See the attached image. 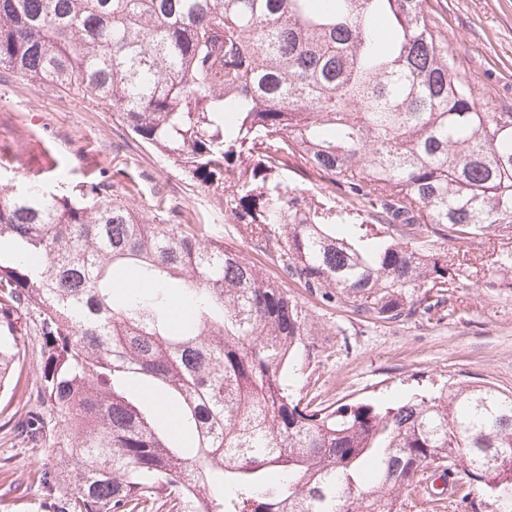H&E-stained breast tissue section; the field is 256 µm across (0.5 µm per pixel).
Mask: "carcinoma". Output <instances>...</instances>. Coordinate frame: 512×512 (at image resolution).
Listing matches in <instances>:
<instances>
[{"label": "carcinoma", "mask_w": 512, "mask_h": 512, "mask_svg": "<svg viewBox=\"0 0 512 512\" xmlns=\"http://www.w3.org/2000/svg\"><path fill=\"white\" fill-rule=\"evenodd\" d=\"M426 2L0 0V69L107 107L281 271L149 223L107 175L47 189L45 145L19 180L0 139V240L38 259L0 258V383L18 313L43 357L6 424L49 435L72 512H404L439 473L512 512V392L336 405L299 385L319 327L289 283L373 324L453 320L462 277L512 288V109L481 101ZM125 269L148 289L114 294Z\"/></svg>", "instance_id": "cac0c4a2"}]
</instances>
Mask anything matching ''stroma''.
Wrapping results in <instances>:
<instances>
[{
	"label": "stroma",
	"instance_id": "1",
	"mask_svg": "<svg viewBox=\"0 0 512 512\" xmlns=\"http://www.w3.org/2000/svg\"><path fill=\"white\" fill-rule=\"evenodd\" d=\"M428 14L446 37L459 68L496 107L512 108V0H428ZM0 121L25 128L32 143H48L69 184L107 173L134 182L138 208L165 201L187 229L241 252L270 277L278 268L250 247L224 213L221 192L198 186L156 150L136 139L110 112L80 94L37 89L0 73ZM294 296L321 324L319 379L326 402L398 401L459 381L512 391V288L460 281L454 322L417 318L367 325L345 309L325 307L305 289ZM22 357L0 391V512H59L70 493L58 482L44 442L15 438L6 421L33 404L43 369L39 339L22 337Z\"/></svg>",
	"mask_w": 512,
	"mask_h": 512
}]
</instances>
